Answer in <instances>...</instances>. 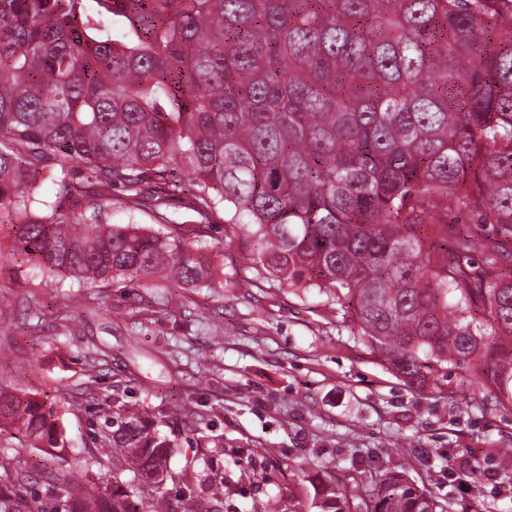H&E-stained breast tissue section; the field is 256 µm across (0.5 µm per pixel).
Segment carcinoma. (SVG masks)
I'll return each mask as SVG.
<instances>
[{
    "label": "carcinoma",
    "instance_id": "1",
    "mask_svg": "<svg viewBox=\"0 0 512 512\" xmlns=\"http://www.w3.org/2000/svg\"><path fill=\"white\" fill-rule=\"evenodd\" d=\"M115 186L136 206L183 192L197 221L105 224ZM220 212L279 284L334 294L407 386L471 363L465 402L512 406V351L487 342L512 339V0H0L13 255L79 284L204 286ZM159 416L112 402L82 459L95 486L47 471L64 512H223L224 475L174 470ZM58 421L0 387V426L31 447H61ZM19 454L0 448V512H47L19 495ZM162 465L185 497L154 480ZM320 512L448 507L396 470L324 486Z\"/></svg>",
    "mask_w": 512,
    "mask_h": 512
}]
</instances>
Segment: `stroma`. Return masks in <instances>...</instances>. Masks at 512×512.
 Instances as JSON below:
<instances>
[{"label":"stroma","mask_w":512,"mask_h":512,"mask_svg":"<svg viewBox=\"0 0 512 512\" xmlns=\"http://www.w3.org/2000/svg\"><path fill=\"white\" fill-rule=\"evenodd\" d=\"M208 243L224 268L210 287L169 282L78 285L51 279L33 264L0 260V294L14 306L0 322V383L57 405L66 447L58 461L79 483V468L99 451L113 399L139 409L185 404L196 427L175 420L177 465L224 473L232 493L224 512H320L315 490L351 461L377 470L388 462L447 501L450 512H512L486 472L512 476V407L463 401L464 370L452 368L440 391L408 388L357 341L335 296L288 288L259 275L241 256L223 215ZM248 277L250 289L237 287ZM107 354L94 375L85 364ZM216 446L198 460L199 434ZM470 468L448 471L461 455Z\"/></svg>","instance_id":"stroma-1"}]
</instances>
